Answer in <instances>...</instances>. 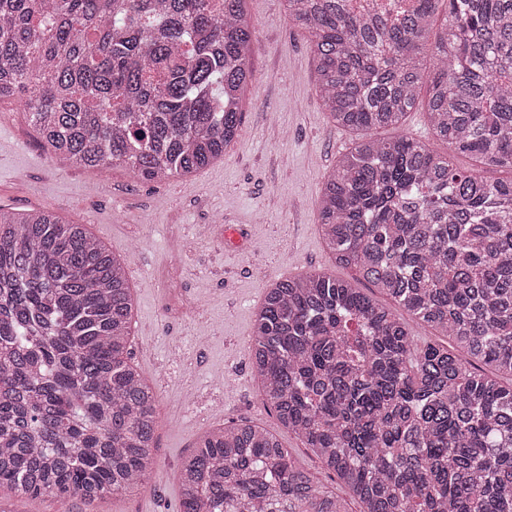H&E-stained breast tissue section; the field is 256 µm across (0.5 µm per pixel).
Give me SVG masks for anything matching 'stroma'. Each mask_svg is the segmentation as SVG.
<instances>
[{"label":"stroma","mask_w":512,"mask_h":512,"mask_svg":"<svg viewBox=\"0 0 512 512\" xmlns=\"http://www.w3.org/2000/svg\"><path fill=\"white\" fill-rule=\"evenodd\" d=\"M257 43L241 93L242 122L224 157L189 176L144 183L125 169L71 166L34 132L20 101L0 103V206L53 210L82 224L111 251L129 256L135 303L129 352L152 385L162 413L145 490L94 503H61L0 489V512H180L179 470L208 431L248 421L275 434L297 465L359 505L335 474L261 402L243 340L258 300L284 271H333L319 228L320 190L358 134L335 126L316 92L308 37L283 0H248ZM243 226L238 244L224 227ZM178 263L174 280L163 273ZM192 299L196 311L178 309Z\"/></svg>","instance_id":"1"}]
</instances>
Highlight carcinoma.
Returning a JSON list of instances; mask_svg holds the SVG:
<instances>
[{"instance_id": "1", "label": "carcinoma", "mask_w": 512, "mask_h": 512, "mask_svg": "<svg viewBox=\"0 0 512 512\" xmlns=\"http://www.w3.org/2000/svg\"><path fill=\"white\" fill-rule=\"evenodd\" d=\"M284 3L324 110L362 132L320 190L321 235L395 308L328 270L274 283L249 346L263 403L360 512H512V178L482 175L512 171V0L394 20ZM253 41L246 0H0V101L24 98L75 167L188 176L239 132ZM419 104L446 154L373 135ZM127 265L83 224L0 207V487L64 504L145 487L160 402L130 361ZM179 481L181 512H347L250 423L206 433Z\"/></svg>"}]
</instances>
